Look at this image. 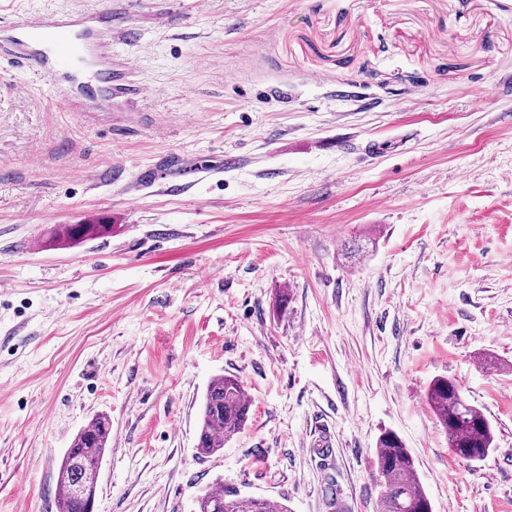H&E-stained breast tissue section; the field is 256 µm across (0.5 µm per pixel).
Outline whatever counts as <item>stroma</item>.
Segmentation results:
<instances>
[{"label": "stroma", "mask_w": 512, "mask_h": 512, "mask_svg": "<svg viewBox=\"0 0 512 512\" xmlns=\"http://www.w3.org/2000/svg\"><path fill=\"white\" fill-rule=\"evenodd\" d=\"M112 12L134 111L0 76V512H56L62 455L100 414L95 512H192L221 486L381 512L385 430L433 512H512V0ZM172 158L214 174L144 183ZM63 224L112 231L55 241ZM219 374L250 413L203 457ZM439 376L490 421L486 460L451 452Z\"/></svg>", "instance_id": "obj_1"}]
</instances>
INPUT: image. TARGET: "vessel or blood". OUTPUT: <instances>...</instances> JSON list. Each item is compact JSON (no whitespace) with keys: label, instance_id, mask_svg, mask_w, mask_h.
Instances as JSON below:
<instances>
[{"label":"vessel or blood","instance_id":"1","mask_svg":"<svg viewBox=\"0 0 512 512\" xmlns=\"http://www.w3.org/2000/svg\"><path fill=\"white\" fill-rule=\"evenodd\" d=\"M17 66L47 79L55 94L108 112L136 87L118 83L112 61V3L55 13L13 14L5 36Z\"/></svg>","mask_w":512,"mask_h":512}]
</instances>
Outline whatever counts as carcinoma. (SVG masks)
I'll list each match as a JSON object with an SVG mask.
<instances>
[{
    "label": "carcinoma",
    "instance_id": "1",
    "mask_svg": "<svg viewBox=\"0 0 512 512\" xmlns=\"http://www.w3.org/2000/svg\"><path fill=\"white\" fill-rule=\"evenodd\" d=\"M108 224H66L62 234L69 239L109 232ZM426 401L448 434V447L471 461L493 451V429L486 416L467 403L455 382L440 377L430 385ZM249 402L234 376L219 375L207 386L201 405L197 452L202 456L224 449V443L245 425ZM112 434V422L100 415L83 428L64 453L57 479L58 512H86L87 502L73 488L98 472ZM376 487L383 512H433L432 503L417 476L415 459L393 431L382 432L375 446ZM195 512H288L268 499L245 496L235 490L213 489L197 499Z\"/></svg>",
    "mask_w": 512,
    "mask_h": 512
}]
</instances>
